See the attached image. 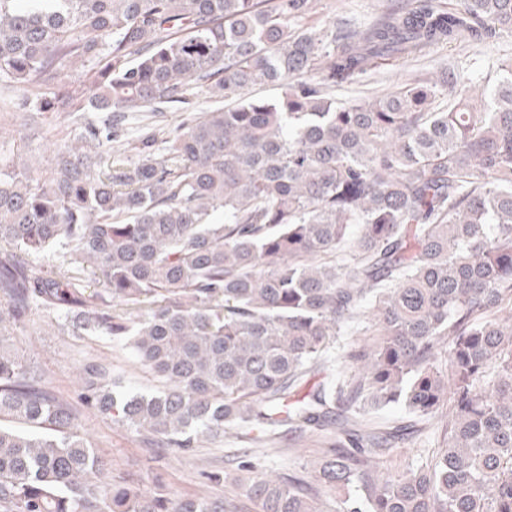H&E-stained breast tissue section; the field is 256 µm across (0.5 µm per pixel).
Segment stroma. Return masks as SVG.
I'll return each mask as SVG.
<instances>
[{
  "mask_svg": "<svg viewBox=\"0 0 512 512\" xmlns=\"http://www.w3.org/2000/svg\"><path fill=\"white\" fill-rule=\"evenodd\" d=\"M393 0H313V8L303 24L317 29L344 25L364 26L385 13ZM458 62L466 77L473 82L471 94L481 97L482 85L488 72L512 66V35L501 40L473 46L439 44L424 55L405 61L377 66L363 80L338 90L337 99L374 97L392 90L413 75L444 76L450 62ZM61 119L54 113L36 114L30 129L0 121V153L22 154L25 163L46 165L54 144L69 140ZM13 341L25 358L38 364L55 390L75 396V373L83 360L92 354L106 356L112 372L124 384L141 389L154 385L150 374L137 365L124 342L102 336H75L60 330L44 313L35 311L28 320L13 329ZM81 424L94 439L109 461L108 480L118 484L135 480L141 490H153L163 484L169 496H185L202 489L205 476L219 472L221 485L212 487L214 496L224 498L237 512H255L253 504L242 494L238 485L241 472L235 453H249L258 468L286 473L298 471L311 474V464L319 455L317 437L306 435L292 448H248L227 431L219 444H203L187 454L169 451L155 452L145 448L141 438L126 427L103 418L96 410L82 408Z\"/></svg>",
  "mask_w": 512,
  "mask_h": 512,
  "instance_id": "35a3bbf8",
  "label": "stroma"
}]
</instances>
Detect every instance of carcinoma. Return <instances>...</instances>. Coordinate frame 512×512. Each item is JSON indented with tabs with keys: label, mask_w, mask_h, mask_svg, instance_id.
<instances>
[{
	"label": "carcinoma",
	"mask_w": 512,
	"mask_h": 512,
	"mask_svg": "<svg viewBox=\"0 0 512 512\" xmlns=\"http://www.w3.org/2000/svg\"><path fill=\"white\" fill-rule=\"evenodd\" d=\"M310 9L0 0L13 119L55 112L77 130L40 174L0 176V512H233L204 490L103 483L81 405L181 454L229 429L266 446L320 436L314 483L240 461L257 512H512V69L479 109L455 73L335 98L379 58L512 33V0H408L363 30L305 28ZM192 81L214 107L128 133L139 112L188 104ZM263 84L285 91L242 98ZM52 250L69 271L22 260ZM36 310L125 342L162 385L127 392L90 358L80 404L51 390L5 335ZM355 321L378 339L333 374L324 355ZM389 406L419 428L364 421ZM427 429L425 465L379 466Z\"/></svg>",
	"instance_id": "obj_1"
}]
</instances>
